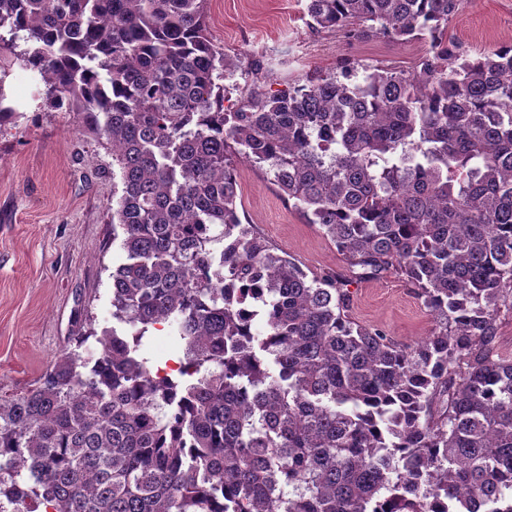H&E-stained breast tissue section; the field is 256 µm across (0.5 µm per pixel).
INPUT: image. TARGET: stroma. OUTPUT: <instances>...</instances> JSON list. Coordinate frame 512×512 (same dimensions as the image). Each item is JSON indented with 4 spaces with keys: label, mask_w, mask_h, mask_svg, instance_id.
<instances>
[{
    "label": "stroma",
    "mask_w": 512,
    "mask_h": 512,
    "mask_svg": "<svg viewBox=\"0 0 512 512\" xmlns=\"http://www.w3.org/2000/svg\"><path fill=\"white\" fill-rule=\"evenodd\" d=\"M307 0H206L208 34L239 71L261 63L265 87L335 72L344 60L415 68L421 41L349 40L312 32ZM448 38L475 57L512 44V0H464ZM20 116L0 125V396L26 393L76 336L112 327L111 273L123 257L112 238V148L80 130L74 113L44 107L38 77L14 65L7 80ZM238 212L276 253L308 275L350 269L318 225L307 223L265 169L238 166ZM349 314L400 344L430 333L433 318L404 276L357 279Z\"/></svg>",
    "instance_id": "1"
}]
</instances>
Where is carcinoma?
I'll return each mask as SVG.
<instances>
[{
    "mask_svg": "<svg viewBox=\"0 0 512 512\" xmlns=\"http://www.w3.org/2000/svg\"><path fill=\"white\" fill-rule=\"evenodd\" d=\"M204 3L0 0V123L18 118L17 60L112 146L126 325L0 399V512H512V360L495 347L512 315V45L448 42L462 0H308L316 32L425 54L266 92L259 63L231 82ZM240 161L358 278L404 275L431 334L401 346L352 321L350 280L274 253L239 219ZM159 324L185 345L177 377L140 355Z\"/></svg>",
    "mask_w": 512,
    "mask_h": 512,
    "instance_id": "carcinoma-1",
    "label": "carcinoma"
}]
</instances>
